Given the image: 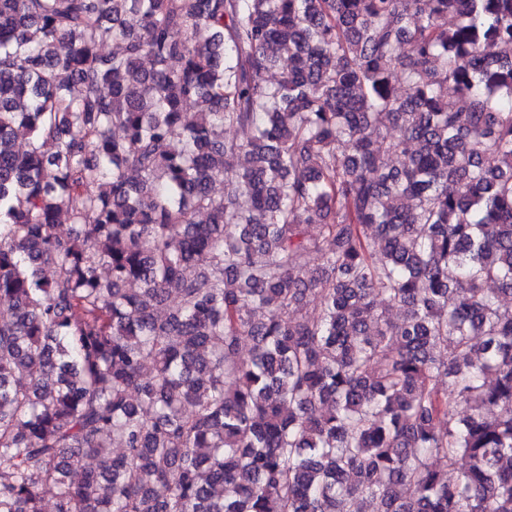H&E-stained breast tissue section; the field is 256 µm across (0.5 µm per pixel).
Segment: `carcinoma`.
<instances>
[{"mask_svg": "<svg viewBox=\"0 0 512 512\" xmlns=\"http://www.w3.org/2000/svg\"><path fill=\"white\" fill-rule=\"evenodd\" d=\"M504 296L512 0H0V512H512Z\"/></svg>", "mask_w": 512, "mask_h": 512, "instance_id": "1", "label": "carcinoma"}]
</instances>
